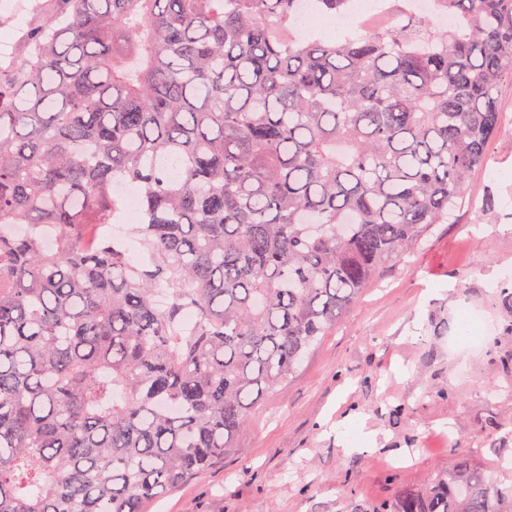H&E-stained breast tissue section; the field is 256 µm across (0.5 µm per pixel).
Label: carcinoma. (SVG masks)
I'll return each instance as SVG.
<instances>
[{"instance_id": "cac0c4a2", "label": "carcinoma", "mask_w": 512, "mask_h": 512, "mask_svg": "<svg viewBox=\"0 0 512 512\" xmlns=\"http://www.w3.org/2000/svg\"><path fill=\"white\" fill-rule=\"evenodd\" d=\"M302 2L62 0L0 67V512H143L223 458L505 133L512 0L334 40L294 36ZM118 182L147 264L90 243ZM372 512L512 485L462 464Z\"/></svg>"}]
</instances>
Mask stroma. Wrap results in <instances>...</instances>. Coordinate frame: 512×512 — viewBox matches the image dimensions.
I'll return each mask as SVG.
<instances>
[{"label": "stroma", "instance_id": "1", "mask_svg": "<svg viewBox=\"0 0 512 512\" xmlns=\"http://www.w3.org/2000/svg\"><path fill=\"white\" fill-rule=\"evenodd\" d=\"M57 0H0L13 56ZM466 205L365 289L285 385L264 393L221 460L144 512H371L460 461L512 484V135ZM465 311L479 320L460 338ZM352 415L376 444L350 451Z\"/></svg>", "mask_w": 512, "mask_h": 512}]
</instances>
